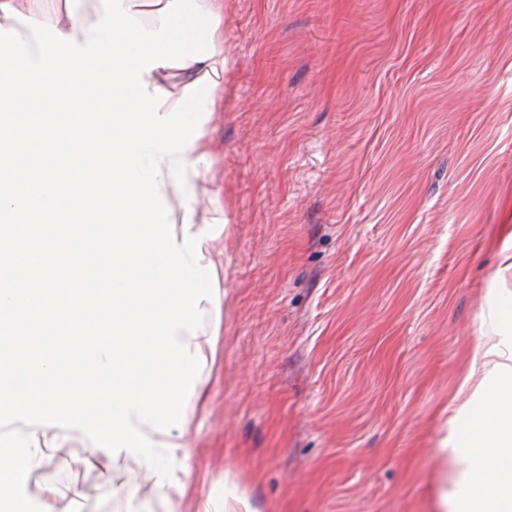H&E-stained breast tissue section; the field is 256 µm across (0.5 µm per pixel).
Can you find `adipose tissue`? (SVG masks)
I'll return each mask as SVG.
<instances>
[{
    "mask_svg": "<svg viewBox=\"0 0 512 512\" xmlns=\"http://www.w3.org/2000/svg\"><path fill=\"white\" fill-rule=\"evenodd\" d=\"M5 4L25 16L56 26L62 34L74 35L85 43V31L103 14L100 0H4ZM213 58L187 62L184 68L158 67L144 76L150 87L168 92L162 113H169L191 85L204 75H211L217 86L210 95L212 113L224 109V89L231 82L224 47V31L213 35ZM484 374L479 384L483 406L470 417L465 435L467 465L459 475L461 489L452 497H441V512H512V364L504 359L497 345H478L469 367L463 375L462 386H469L476 374ZM58 434L41 425L25 436L27 451L17 454L0 451V477L7 482L22 481L27 471L45 467L44 449L56 441Z\"/></svg>",
    "mask_w": 512,
    "mask_h": 512,
    "instance_id": "ef3b65f1",
    "label": "adipose tissue"
}]
</instances>
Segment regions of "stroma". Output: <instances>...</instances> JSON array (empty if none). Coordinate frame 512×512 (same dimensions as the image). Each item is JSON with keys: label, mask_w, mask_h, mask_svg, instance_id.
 <instances>
[{"label": "stroma", "mask_w": 512, "mask_h": 512, "mask_svg": "<svg viewBox=\"0 0 512 512\" xmlns=\"http://www.w3.org/2000/svg\"><path fill=\"white\" fill-rule=\"evenodd\" d=\"M210 126L221 332L162 492L73 431L8 485L44 512H437L459 373L512 291V0H224Z\"/></svg>", "instance_id": "stroma-1"}]
</instances>
